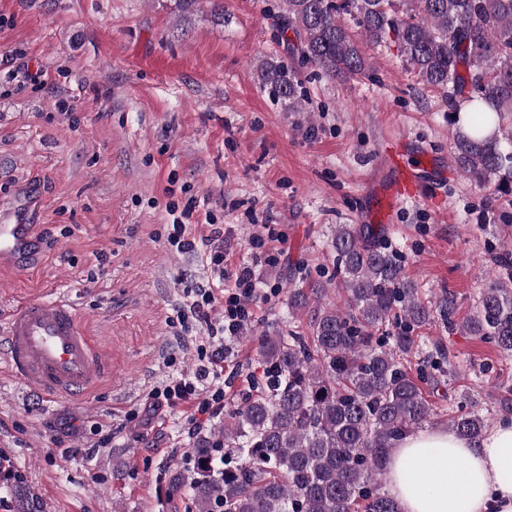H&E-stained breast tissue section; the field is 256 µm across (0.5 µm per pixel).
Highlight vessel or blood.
<instances>
[{
	"label": "vessel or blood",
	"mask_w": 512,
	"mask_h": 512,
	"mask_svg": "<svg viewBox=\"0 0 512 512\" xmlns=\"http://www.w3.org/2000/svg\"><path fill=\"white\" fill-rule=\"evenodd\" d=\"M380 179L371 187L383 202L377 220L388 223L402 200L439 203L451 176L446 165L415 144L385 143ZM39 243L25 209L0 212V264L31 271L40 267ZM107 358L89 340L77 310L68 299L29 297L13 301L0 321V368L17 383L50 399L83 396L105 376Z\"/></svg>",
	"instance_id": "1"
}]
</instances>
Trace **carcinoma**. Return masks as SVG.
Here are the masks:
<instances>
[{
	"label": "carcinoma",
	"instance_id": "obj_1",
	"mask_svg": "<svg viewBox=\"0 0 512 512\" xmlns=\"http://www.w3.org/2000/svg\"><path fill=\"white\" fill-rule=\"evenodd\" d=\"M282 34L292 32L289 60H267L263 82L288 111L301 112L300 69L350 79L369 65L348 23L365 41L394 47L421 82L441 90L451 114L467 106L468 128L456 126L455 168L494 197L512 196V149L503 127L512 112V0H274ZM381 224H338L331 237L345 309L321 302L326 287L288 289V317H307L308 333L290 330L262 343L263 390L193 448V476L175 484L185 512H399L382 490L397 443L431 422L420 383H441L448 354L424 357L438 375L415 379L403 363L417 352L413 333L439 320L512 353V275L497 277L460 321L455 297L433 306L418 295L396 251L381 243ZM491 414L463 397L448 431L477 438ZM13 512H42L20 475L6 485Z\"/></svg>",
	"mask_w": 512,
	"mask_h": 512
}]
</instances>
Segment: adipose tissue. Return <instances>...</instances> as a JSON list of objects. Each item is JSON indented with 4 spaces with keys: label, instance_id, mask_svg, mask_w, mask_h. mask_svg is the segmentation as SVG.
Instances as JSON below:
<instances>
[{
    "label": "adipose tissue",
    "instance_id": "ef3b65f1",
    "mask_svg": "<svg viewBox=\"0 0 512 512\" xmlns=\"http://www.w3.org/2000/svg\"><path fill=\"white\" fill-rule=\"evenodd\" d=\"M385 481L399 512H512V417L474 439L444 430L407 436Z\"/></svg>",
    "mask_w": 512,
    "mask_h": 512
}]
</instances>
